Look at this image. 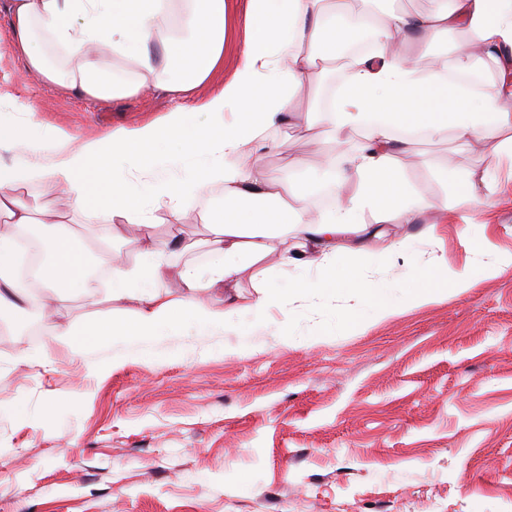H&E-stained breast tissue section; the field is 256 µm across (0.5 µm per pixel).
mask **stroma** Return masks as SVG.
<instances>
[{
    "label": "stroma",
    "instance_id": "1",
    "mask_svg": "<svg viewBox=\"0 0 512 512\" xmlns=\"http://www.w3.org/2000/svg\"><path fill=\"white\" fill-rule=\"evenodd\" d=\"M236 26L224 67L178 97L161 87L103 101L22 76L23 62L0 45L8 90L44 123L98 137L190 107L233 69ZM337 67H318L295 91L291 123L269 131L254 175L286 185L293 164L320 176L336 144L308 124ZM424 202L448 209L440 228L449 266L472 259L465 218L468 185L449 171L499 166L489 150L417 138L396 156ZM22 196L37 219L72 215L63 191L35 182ZM220 189L177 210L156 212L141 234L156 248L189 246L204 263L206 221ZM59 323L90 316L132 318L135 303L57 299ZM288 312H271L265 336L179 338L146 365L111 350L113 369L88 373L84 360L43 336L0 339V512H507L512 507V266L463 295L444 294L351 335L284 346ZM48 353L56 370L14 363L17 348Z\"/></svg>",
    "mask_w": 512,
    "mask_h": 512
}]
</instances>
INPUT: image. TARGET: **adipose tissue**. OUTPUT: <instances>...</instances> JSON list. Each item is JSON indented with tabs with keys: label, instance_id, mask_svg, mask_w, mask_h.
<instances>
[{
	"label": "adipose tissue",
	"instance_id": "adipose-tissue-1",
	"mask_svg": "<svg viewBox=\"0 0 512 512\" xmlns=\"http://www.w3.org/2000/svg\"><path fill=\"white\" fill-rule=\"evenodd\" d=\"M369 0H247L243 40L223 87L192 108L177 107L138 127L80 139L46 127L31 104L0 93V218L40 257L38 288L87 299L132 300L133 320L87 318L58 324L45 313L44 335L77 354L119 345L147 364L158 363L164 342L185 335L217 336L247 326L265 332L271 307L294 301L280 332L283 345L314 344L342 337L406 308L436 302L444 292L465 294L512 266V253L495 250L485 223L471 224L479 241L476 261L449 267L439 255L437 224L390 243L385 261H402L406 279L369 280L362 265L366 241L385 224H411L423 208L393 166L394 153L415 134L454 137L499 151L512 165V147L498 137L512 130V0H437L426 14L392 12L371 26L365 48L346 64L345 82L311 121L331 134L350 128L363 140L355 152L336 151L327 161V181L306 183L293 195L259 181L252 168L268 144L270 126L286 122L295 90L316 61L311 49L352 40V21ZM230 0H192L188 36L171 42L161 34L163 0H8L7 34L24 70L48 86L65 84L77 93L109 100L139 94L151 75L166 76L167 90L186 93L224 65ZM422 31L434 38L459 32L467 46L423 63L392 48L393 32ZM64 49L78 66L60 77L48 47ZM129 61V73L107 72L104 51ZM493 65L492 91L480 75ZM235 119L225 117L228 107ZM52 141L55 158L45 167L16 157L21 147ZM143 171L142 179L130 177ZM66 188L80 223L95 224L103 245L94 253L65 223L38 224L19 193L33 181ZM354 193H344L347 182ZM208 186L220 187L224 209L208 223L205 264H179L181 249L144 247L137 267L112 251L111 219L148 224L161 207L177 208ZM15 232L0 235V313L25 314L32 288L23 286ZM284 248L257 297L241 304L243 272ZM179 267L187 296L171 299L159 288L165 270ZM223 290L229 309L201 305L197 294Z\"/></svg>",
	"mask_w": 512,
	"mask_h": 512
}]
</instances>
